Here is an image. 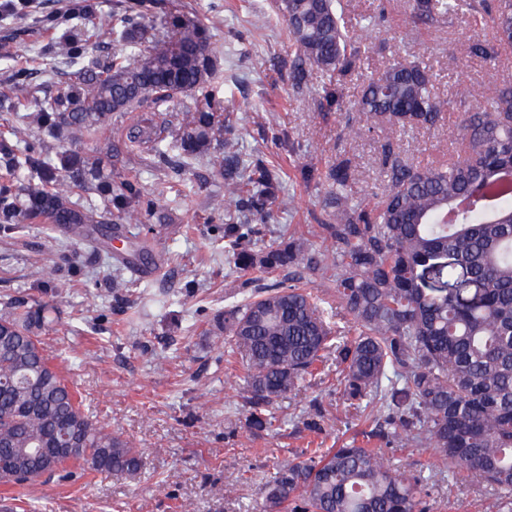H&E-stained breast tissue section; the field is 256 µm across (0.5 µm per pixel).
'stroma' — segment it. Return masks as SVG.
I'll return each mask as SVG.
<instances>
[{"mask_svg":"<svg viewBox=\"0 0 512 512\" xmlns=\"http://www.w3.org/2000/svg\"><path fill=\"white\" fill-rule=\"evenodd\" d=\"M379 0H348L355 35L369 47L361 74L342 82V104L319 108L313 88L294 93L288 79L295 47L273 0H143L140 20L160 29L171 12L182 11L209 29L224 61L211 87L223 103L225 137L240 156L282 169L278 199L261 212L237 219L262 229L252 244H273L288 229L310 230L323 211L318 176L336 155L350 157L363 171L357 196L381 183L383 134L362 115L347 117L345 101L361 96L364 79L387 58L419 43L428 46L437 92L449 102L444 125L406 132L420 145L415 161L448 158V128L464 106L459 84H480L487 94L512 83V49L492 69L467 54L469 39H490L489 23L465 14L440 30L407 25L400 0L389 23L364 30V18ZM129 0H35L31 11L0 12V139L21 126L24 112L64 91L71 69L60 52L61 34L91 26L98 14H123ZM33 91L18 105L7 94L16 78ZM223 147L173 172L148 153L125 164L142 192L157 203V216L138 227V240L152 263L117 268L102 252L70 246L65 234L36 219L10 237L0 236V303L38 301L53 309V325L41 333L45 348L65 352V368L84 404L102 422L142 452L145 466L135 476L105 474L67 463L66 478L51 487L34 483L0 485V512H259L278 459L299 452L355 445L378 447L372 422L342 403L335 371L279 400L272 408L278 425L250 428L241 363H227L224 344L213 334L223 311L224 286L236 276L224 248V219L211 201L223 195L214 163ZM177 263L164 265L168 254ZM52 277L38 279L35 266ZM66 295H57V288ZM322 416L316 429L305 425L311 405ZM395 465L422 474V499L429 512H485L490 487L443 468L433 451L411 440L394 444Z\"/></svg>","mask_w":512,"mask_h":512,"instance_id":"1","label":"stroma"}]
</instances>
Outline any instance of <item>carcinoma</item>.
Returning <instances> with one entry per match:
<instances>
[{
	"label": "carcinoma",
	"instance_id": "1",
	"mask_svg": "<svg viewBox=\"0 0 512 512\" xmlns=\"http://www.w3.org/2000/svg\"><path fill=\"white\" fill-rule=\"evenodd\" d=\"M415 25L443 28L460 14H485L494 40L473 39L469 55L488 66L512 36V0H404ZM296 53L289 80L310 90L322 77L319 101L339 103L340 82L362 69L368 46L350 35L343 0H275ZM121 37L133 45L100 67L81 60V38L60 47L75 69L67 90L25 116L14 139H0V168L9 175L35 173L22 189L0 183V236L47 217L62 224L80 247L95 242L89 226L107 223L117 210L140 224L155 201L141 195L118 167L112 143L98 132L112 116L145 100L152 111H170L180 94L207 88L220 61L199 21L176 15L156 34L129 18ZM471 110L454 126L446 164L412 159L417 144L387 139L382 148V192L357 199L362 175L349 158L328 163L323 176L324 211L315 236L297 232L257 252L260 234L249 224H224V241L242 273L286 270L298 279L335 289L338 311L325 307L319 291L272 282L242 301L241 288L225 289L230 302L218 331L245 362L249 422L273 427L266 414L277 400L304 386L336 353L339 394L355 413L372 418L374 435L391 445L407 437L432 449L454 471L475 475L493 490L486 512H512V84L491 98L482 86L459 90ZM351 109L395 133L434 127L448 100L434 89L422 54L393 55L367 80ZM88 138L93 154L35 147L28 130ZM224 142V198L214 210L251 206L259 211L279 195V173L263 162L245 166L224 140V114L215 101L186 105L173 140L160 137L151 118L128 132L129 148L151 146L168 168L184 169L211 145ZM87 195L72 200L73 188ZM348 316L349 329L334 318ZM49 323L45 305L18 300L0 314V484L53 481L67 462L98 472L136 475L142 454L122 433L85 411L70 383L50 362L38 339ZM69 440L74 450L55 453ZM422 480L390 464L382 448L346 446L319 455L280 461L264 512H418Z\"/></svg>",
	"mask_w": 512,
	"mask_h": 512
}]
</instances>
